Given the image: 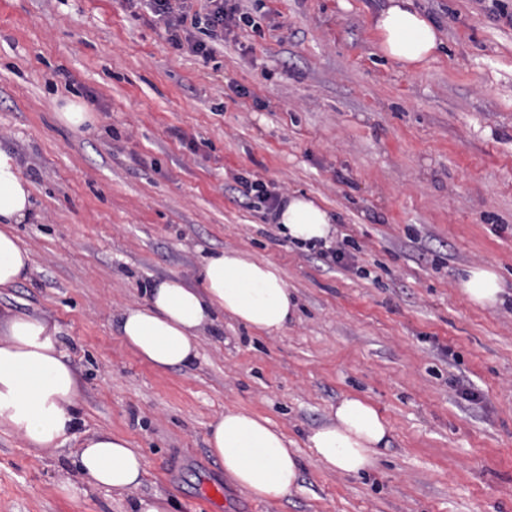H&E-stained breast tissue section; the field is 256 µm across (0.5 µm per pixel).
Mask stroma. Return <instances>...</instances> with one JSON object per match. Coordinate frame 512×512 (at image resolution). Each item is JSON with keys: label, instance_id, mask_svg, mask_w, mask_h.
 Segmentation results:
<instances>
[{"label": "stroma", "instance_id": "stroma-1", "mask_svg": "<svg viewBox=\"0 0 512 512\" xmlns=\"http://www.w3.org/2000/svg\"><path fill=\"white\" fill-rule=\"evenodd\" d=\"M238 3L255 27L206 62L168 44L145 0H0V146L33 201L16 227L31 274L0 310L57 324L81 430L126 437L149 472L97 491L74 478L75 443L0 432V512H132L157 493L170 512H512V22L491 0H412L442 43L407 70L371 26L383 0ZM71 101L95 131L58 120ZM239 174L319 201L345 259L244 207ZM225 250L280 269L295 321L266 334L228 318L192 368L142 361L121 314L155 280L199 286ZM473 267L501 277L506 304L462 293ZM343 395L392 428L367 473L324 468L308 446ZM239 408L293 442L292 495L257 499L210 456L209 424Z\"/></svg>", "mask_w": 512, "mask_h": 512}]
</instances>
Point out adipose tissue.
Masks as SVG:
<instances>
[{"instance_id":"1","label":"adipose tissue","mask_w":512,"mask_h":512,"mask_svg":"<svg viewBox=\"0 0 512 512\" xmlns=\"http://www.w3.org/2000/svg\"><path fill=\"white\" fill-rule=\"evenodd\" d=\"M410 0H386L373 18L381 50L406 65L433 55L442 40L435 24L409 7ZM32 208L31 189L16 159L0 148V288L28 280L29 251L12 231ZM282 235L304 247L332 238L333 216L315 199L290 195L276 219ZM475 304L493 307L503 301L497 273L475 267L461 282ZM298 300L268 262L241 251L207 258L201 285L185 286L178 278L155 282L144 306L126 310L118 333L157 369L192 367L199 358L198 339L223 317L256 331L272 333L293 322ZM57 326L49 319L0 311V431L16 432L34 449L58 448L78 439L79 476L94 489L120 492L145 480L147 462L123 436L78 432L80 378L60 348ZM322 466L346 474L374 468L391 448L388 421L364 399L337 400L327 421L308 437ZM208 451L235 484L262 500H280L298 488L299 457L285 433L256 412L235 409L208 426Z\"/></svg>"}]
</instances>
